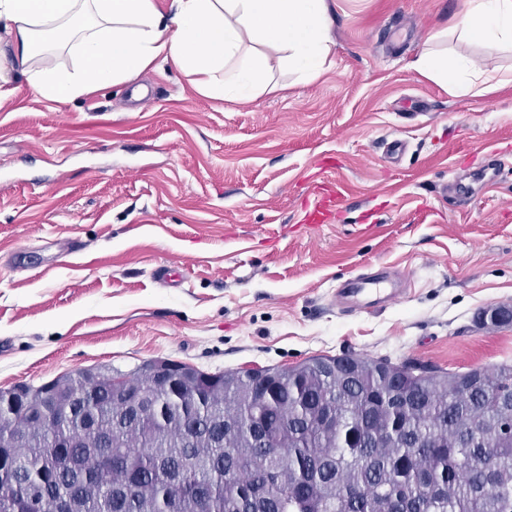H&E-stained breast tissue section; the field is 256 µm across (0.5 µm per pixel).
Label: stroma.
Wrapping results in <instances>:
<instances>
[{
  "label": "stroma",
  "instance_id": "stroma-1",
  "mask_svg": "<svg viewBox=\"0 0 512 512\" xmlns=\"http://www.w3.org/2000/svg\"><path fill=\"white\" fill-rule=\"evenodd\" d=\"M327 71L229 103L165 65L68 104L20 72L0 102V389L169 359L207 372L350 353L464 372L512 362V84L460 94L423 51L512 69L444 35L464 0H328ZM475 183L461 200L446 184ZM338 184L334 223L307 200ZM77 247L50 268L59 244ZM172 263L179 287L158 283ZM398 271L399 300L342 311L337 287ZM413 67L423 76L434 79L442 84L458 87L460 72L453 66H448V57L437 55L432 51H424L413 63Z\"/></svg>",
  "mask_w": 512,
  "mask_h": 512
}]
</instances>
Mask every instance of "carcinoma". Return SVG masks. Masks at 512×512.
I'll return each instance as SVG.
<instances>
[{"mask_svg": "<svg viewBox=\"0 0 512 512\" xmlns=\"http://www.w3.org/2000/svg\"><path fill=\"white\" fill-rule=\"evenodd\" d=\"M193 376L168 387L151 360L0 391L17 404L0 415V512L23 491L36 512L66 498L80 512H512V364L460 373L342 354ZM59 398L75 418L56 416Z\"/></svg>", "mask_w": 512, "mask_h": 512, "instance_id": "cac0c4a2", "label": "carcinoma"}]
</instances>
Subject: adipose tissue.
<instances>
[{"mask_svg":"<svg viewBox=\"0 0 512 512\" xmlns=\"http://www.w3.org/2000/svg\"><path fill=\"white\" fill-rule=\"evenodd\" d=\"M0 29L11 35L0 66V101L21 71L41 96L60 104L129 82L170 63L201 76L204 95L252 101L275 91L267 65L275 53L301 81L319 79L331 50L327 0H0ZM455 32L512 50V0H467ZM261 51H252V44ZM68 51L67 64H47Z\"/></svg>","mask_w":512,"mask_h":512,"instance_id":"obj_1","label":"adipose tissue"}]
</instances>
